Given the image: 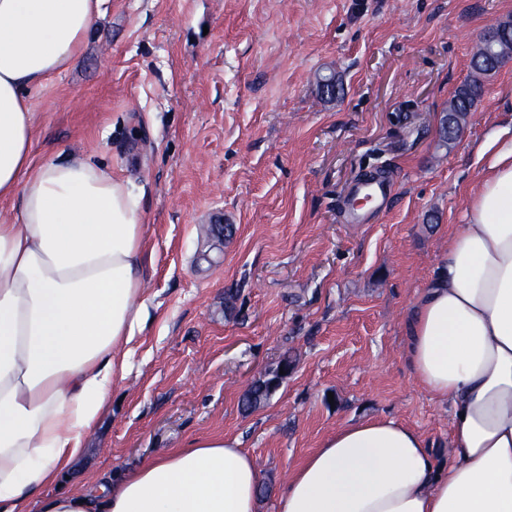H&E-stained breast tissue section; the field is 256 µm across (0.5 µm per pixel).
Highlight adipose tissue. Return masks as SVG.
<instances>
[{
	"mask_svg": "<svg viewBox=\"0 0 512 512\" xmlns=\"http://www.w3.org/2000/svg\"><path fill=\"white\" fill-rule=\"evenodd\" d=\"M103 3L0 0V203L18 207L0 221V512H29L84 453L149 314L140 195L92 161L33 155L29 93L73 64ZM480 151L466 221L405 323L415 381L449 408L448 463L366 418L290 469L278 512H512V138ZM259 482L238 440L197 439L41 510L258 512Z\"/></svg>",
	"mask_w": 512,
	"mask_h": 512,
	"instance_id": "1",
	"label": "adipose tissue"
}]
</instances>
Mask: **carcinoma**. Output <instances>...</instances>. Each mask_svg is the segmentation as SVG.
I'll return each instance as SVG.
<instances>
[{
    "label": "carcinoma",
    "mask_w": 512,
    "mask_h": 512,
    "mask_svg": "<svg viewBox=\"0 0 512 512\" xmlns=\"http://www.w3.org/2000/svg\"><path fill=\"white\" fill-rule=\"evenodd\" d=\"M511 59L512 21L506 20L498 23L491 38L479 42L471 58L470 78L455 90L448 105V113L441 119L439 127L441 142L448 143L460 132L461 122L483 94V78L498 71ZM278 379L279 374L275 373L272 377L252 385L244 395V405L252 408L266 400Z\"/></svg>",
    "instance_id": "carcinoma-1"
}]
</instances>
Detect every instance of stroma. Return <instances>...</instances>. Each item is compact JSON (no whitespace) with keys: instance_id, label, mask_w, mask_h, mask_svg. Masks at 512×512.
<instances>
[{"instance_id":"35a3bbf8","label":"stroma","mask_w":512,"mask_h":512,"mask_svg":"<svg viewBox=\"0 0 512 512\" xmlns=\"http://www.w3.org/2000/svg\"><path fill=\"white\" fill-rule=\"evenodd\" d=\"M512 0H106L73 66L31 94L36 159H90L143 195L150 315L84 454L42 499L194 439H239L277 512L336 428L395 418L440 462L447 405L414 380L405 320L512 125V61L455 140L440 119ZM336 73L340 98L317 75ZM380 171L365 224L342 201ZM291 368L246 411L249 387Z\"/></svg>"}]
</instances>
